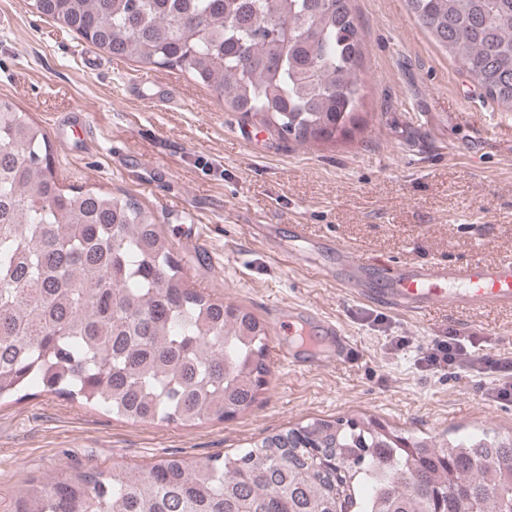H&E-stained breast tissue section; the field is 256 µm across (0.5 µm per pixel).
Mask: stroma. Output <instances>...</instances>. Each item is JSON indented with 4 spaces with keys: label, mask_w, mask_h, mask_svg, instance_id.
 Here are the masks:
<instances>
[{
    "label": "stroma",
    "mask_w": 512,
    "mask_h": 512,
    "mask_svg": "<svg viewBox=\"0 0 512 512\" xmlns=\"http://www.w3.org/2000/svg\"><path fill=\"white\" fill-rule=\"evenodd\" d=\"M363 26L366 89L359 131L304 146L225 111L189 73L122 59L41 17L31 0H0V99L30 113L52 145L54 170L77 191L130 196L152 212L189 287L251 311L274 329L288 304L339 322L353 355L300 370L269 350L257 404L196 426L132 424L40 387L0 402V512L32 479L92 466L203 461L314 419L367 416L439 442L487 430L512 435V402L462 369L431 373L417 360L455 332L482 352L512 353V309L478 318L430 308L409 317L360 299L291 250L327 237L402 267L512 259V112L501 111L410 16L405 0H352ZM169 101L138 99V80ZM92 118L85 147L67 150L55 121ZM306 225L311 242L290 236ZM408 337L394 348L388 339Z\"/></svg>",
    "instance_id": "stroma-1"
}]
</instances>
